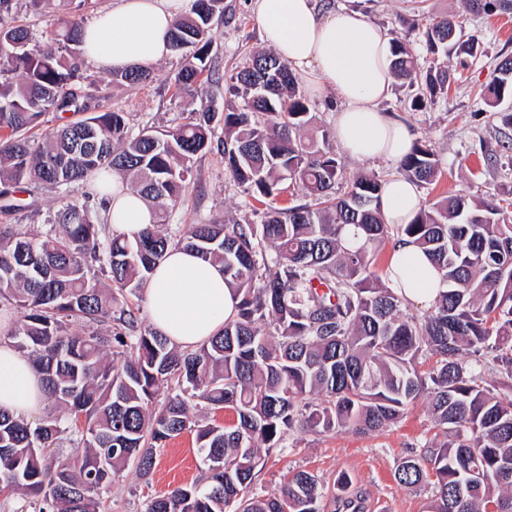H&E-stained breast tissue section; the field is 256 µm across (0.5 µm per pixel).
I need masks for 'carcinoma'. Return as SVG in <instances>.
Returning a JSON list of instances; mask_svg holds the SVG:
<instances>
[{"label":"carcinoma","mask_w":512,"mask_h":512,"mask_svg":"<svg viewBox=\"0 0 512 512\" xmlns=\"http://www.w3.org/2000/svg\"><path fill=\"white\" fill-rule=\"evenodd\" d=\"M194 0L169 32L186 63L178 92L199 93L215 75L210 21L224 0ZM62 13L37 45L29 26L0 0V193L34 184L61 201L41 234L0 226V297L15 310L4 336L42 375L59 405L37 423L0 411V493L20 492L33 512H103L97 489L128 465L149 477L156 449L185 432L195 435L207 466L192 483L151 499L145 512H321V483L305 471L269 497L245 495L263 465L260 447L282 448L296 426L314 432L369 434L390 427L424 396L443 432L423 452L403 459L394 478L426 486L427 512H487L491 502L512 512V224L500 207L449 195L423 206L407 224H388L384 183L355 176L347 193L330 147L303 136L312 116L288 64L258 52L224 78V166L257 200L290 189L308 201L272 206L260 224H190L177 237L159 230L188 187L198 154L211 145L213 107L184 123L131 135L127 113L93 111L82 58V11L89 0H60ZM467 11L512 13V0H464ZM432 55L475 56L479 39L443 17L426 26ZM393 73L420 110L448 95L446 67L423 69L409 47L393 41ZM149 67L112 73L137 85ZM486 103L512 95V56L485 87ZM50 112L86 117L35 142L25 131ZM116 172L156 211V223L128 238L102 237L87 196L68 188L94 174ZM439 172L432 144L413 143L400 173L431 184ZM412 239L442 270L446 289L418 317L373 270L374 255L393 237ZM171 246H183L224 268L239 299L236 315L194 349L143 327L127 298L143 289ZM275 258L268 259L266 247ZM107 276V282L100 275ZM109 325L103 335L95 325ZM434 359L422 374L419 359ZM498 376V385L482 371ZM177 391L161 404V387ZM230 412L231 424L204 421ZM68 437L72 453L56 460Z\"/></svg>","instance_id":"1"}]
</instances>
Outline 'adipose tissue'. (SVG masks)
I'll use <instances>...</instances> for the list:
<instances>
[{
  "label": "adipose tissue",
  "mask_w": 512,
  "mask_h": 512,
  "mask_svg": "<svg viewBox=\"0 0 512 512\" xmlns=\"http://www.w3.org/2000/svg\"><path fill=\"white\" fill-rule=\"evenodd\" d=\"M193 0H115L83 27L87 61L105 71L149 66L169 57V31ZM262 37L312 94L336 95L335 135L355 158L399 163L412 147L408 126L382 114L378 105L392 91V43L362 14L323 9L317 0H253ZM103 213L112 230L133 235L156 220L151 205L121 175L102 193ZM422 199L405 177L384 186L381 209L387 223H408ZM389 285L404 300L434 304L444 285L428 255L411 239L394 242L386 269ZM152 325L173 343L193 347L213 336L237 313L238 299L224 281L220 264L181 247L171 248L147 285ZM46 395L32 364L8 344L0 345V410L30 417Z\"/></svg>",
  "instance_id": "1"
}]
</instances>
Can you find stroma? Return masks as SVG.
<instances>
[{
    "label": "stroma",
    "instance_id": "stroma-1",
    "mask_svg": "<svg viewBox=\"0 0 512 512\" xmlns=\"http://www.w3.org/2000/svg\"><path fill=\"white\" fill-rule=\"evenodd\" d=\"M329 4L360 12L388 37L401 39L418 56L422 67L446 65L456 70V80L447 96L432 107L411 110L408 89L398 86L379 106L383 114L405 122L414 139L431 142L438 154L441 175L433 184L421 186L423 200L463 194L476 204L494 201L512 217V148L502 146L505 138H512V128L502 122L503 114L512 113V98L493 109L479 94L480 86L492 78L498 62L512 55V15L468 14L461 0H329ZM446 15L459 16L478 36L481 48L476 57L461 61L427 53L425 24ZM264 48L251 0H224L223 16L212 21L210 46L219 75L243 67L254 52ZM179 68V59L172 56L153 64L152 82L128 85L113 81L110 73L86 64L91 102L103 110L129 113L130 128L135 132L145 127L166 128L204 103L223 112V83H205L196 100L180 97L174 85ZM223 138L222 123H215L212 144L198 155L186 195L170 210L161 227L163 233L174 235L188 225L216 219L227 224L261 222L263 204L250 200L244 186L234 182L225 170L220 147ZM11 202L13 209L0 213V224H22L34 233L42 232L49 216L60 207L54 197L23 186L17 188ZM437 432L423 399L410 404L398 423L379 433L298 430L288 437L284 447L262 450L264 465L248 492L259 496L277 494L287 476L304 470L318 476L323 485L322 512H331L329 498L334 484L345 475L350 477L353 490L363 493L364 512H425L428 489L398 485L394 471L403 458L419 454ZM156 455V468L150 477H142L129 466L112 483L98 489L106 512H145L151 498L207 476L192 433L171 440L157 449Z\"/></svg>",
    "mask_w": 512,
    "mask_h": 512
}]
</instances>
